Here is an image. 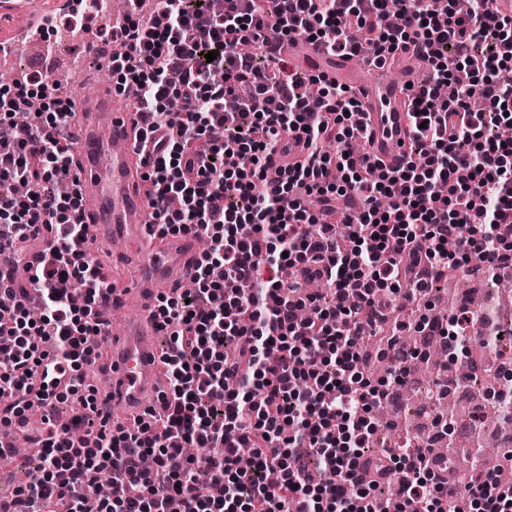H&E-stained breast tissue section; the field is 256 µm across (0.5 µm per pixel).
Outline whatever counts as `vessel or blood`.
I'll list each match as a JSON object with an SVG mask.
<instances>
[{
	"label": "vessel or blood",
	"instance_id": "vessel-or-blood-1",
	"mask_svg": "<svg viewBox=\"0 0 512 512\" xmlns=\"http://www.w3.org/2000/svg\"><path fill=\"white\" fill-rule=\"evenodd\" d=\"M4 12L28 17L26 25L14 31L15 41L39 39L47 16L34 12L33 0H0V14ZM282 52L291 57L309 56L319 72L354 91L362 109L369 161L387 167L401 164L411 136L407 88L416 81L421 58L405 53L401 73L394 78L387 68L369 74L359 58L334 57L298 41L285 44ZM121 101V95L107 88L76 100L74 110L80 120L69 133L89 242L120 237L146 271L131 290L138 304L137 316L117 335L110 325L101 327L106 344L112 347V370L109 387L100 390L97 398L113 400L146 419L161 410L167 391L153 339L156 299L192 278L198 250L194 236L160 240L148 233L144 212L149 199L143 176L151 157L136 137L134 114L124 111Z\"/></svg>",
	"mask_w": 512,
	"mask_h": 512
}]
</instances>
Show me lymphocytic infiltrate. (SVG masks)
<instances>
[{"mask_svg":"<svg viewBox=\"0 0 512 512\" xmlns=\"http://www.w3.org/2000/svg\"><path fill=\"white\" fill-rule=\"evenodd\" d=\"M496 0H163L129 17L116 88L157 140L147 174L152 224L207 242L192 278L157 303L168 393L144 427L83 431L100 413L88 337L113 286L88 250L72 186L74 101L28 75L0 85V432L41 405L38 473L0 512H376V473L393 469L392 512H512V485L473 471L441 481L427 444L369 455L376 411L406 382L414 351L393 320L434 280L512 267V19ZM279 40H269V27ZM300 40L380 64L408 49L425 80L410 96L405 163L377 169L351 143L364 124L352 94L279 58ZM215 60H208V53ZM301 163L273 179L288 134ZM335 141L334 154L322 145ZM360 200L336 219V197ZM52 236L34 254L39 232ZM325 264L329 296L282 278ZM389 361L386 378L370 375ZM79 407L66 419L58 404ZM206 448L184 455L185 444ZM212 488L200 496L194 476ZM109 476V496L98 495Z\"/></svg>","mask_w":512,"mask_h":512,"instance_id":"lymphocytic-infiltrate-1","label":"lymphocytic infiltrate"}]
</instances>
